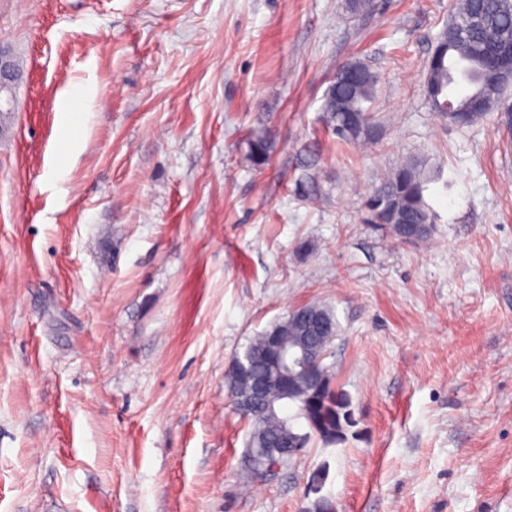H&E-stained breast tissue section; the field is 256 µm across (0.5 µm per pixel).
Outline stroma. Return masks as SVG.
Listing matches in <instances>:
<instances>
[{"label": "stroma", "mask_w": 512, "mask_h": 512, "mask_svg": "<svg viewBox=\"0 0 512 512\" xmlns=\"http://www.w3.org/2000/svg\"><path fill=\"white\" fill-rule=\"evenodd\" d=\"M452 2L0 0V512H308L321 469L336 512H512V132L427 101ZM350 59L366 147L322 121ZM405 158L424 241L364 207ZM310 303L358 424L245 482L225 370ZM20 73L10 58L0 49V109L2 102L10 103L14 85L18 82ZM5 96V97H4ZM248 158L254 167L264 166L273 150V141L267 132L255 133L248 141Z\"/></svg>", "instance_id": "obj_1"}]
</instances>
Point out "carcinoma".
I'll list each match as a JSON object with an SVG mask.
<instances>
[{"instance_id": "obj_1", "label": "carcinoma", "mask_w": 512, "mask_h": 512, "mask_svg": "<svg viewBox=\"0 0 512 512\" xmlns=\"http://www.w3.org/2000/svg\"><path fill=\"white\" fill-rule=\"evenodd\" d=\"M512 40V0H458L451 21L439 35L427 69V92L433 111L457 126L469 125L482 117L472 111L475 103L504 91L494 84L493 68L502 61V51ZM355 62L336 68L327 87L321 111L326 127L338 139L354 144H369L376 128L371 112L364 103L371 100L378 77L366 67L362 78L351 83L347 70ZM248 158L253 166H264L273 150L266 132L255 133L248 141ZM432 178L425 175L416 162H403L366 201L371 222L387 228L403 242L423 240L431 236L433 215L425 200L426 185ZM316 315L327 324L325 336L338 335L339 326L333 311L323 305L307 304L274 321L253 337L243 352L228 362L226 380L233 398L239 400L250 390L254 378L264 373L270 363L273 336L294 344L307 335L304 315ZM292 394L281 387H270L260 408L237 406L239 414L252 423L247 450L254 453L253 470L266 475L286 461L264 452L279 448L281 443L306 451L313 439L326 447L342 444L347 433L357 425L351 398L336 388L331 367L319 362L314 377L294 373Z\"/></svg>"}]
</instances>
